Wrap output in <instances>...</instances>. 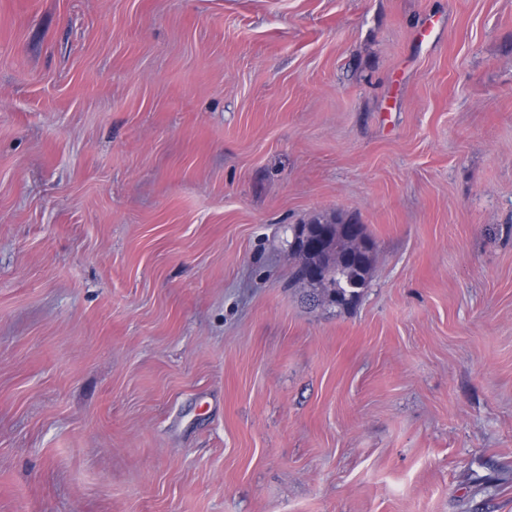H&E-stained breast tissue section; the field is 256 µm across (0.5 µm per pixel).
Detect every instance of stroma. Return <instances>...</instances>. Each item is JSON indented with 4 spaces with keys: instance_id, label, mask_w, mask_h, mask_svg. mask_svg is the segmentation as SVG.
I'll list each match as a JSON object with an SVG mask.
<instances>
[{
    "instance_id": "35a3bbf8",
    "label": "stroma",
    "mask_w": 512,
    "mask_h": 512,
    "mask_svg": "<svg viewBox=\"0 0 512 512\" xmlns=\"http://www.w3.org/2000/svg\"><path fill=\"white\" fill-rule=\"evenodd\" d=\"M0 512H512V0H0ZM349 224H342V220H321L316 218L309 224H299L293 227V241L305 237L306 233L322 237L330 246L336 239L345 234ZM289 248L298 257V265L293 273L294 280L308 288V300L315 306L319 302H330L337 306L345 307L351 304L358 296L359 289L367 286L368 276L371 267V256L373 247L367 252H361L356 247V253L335 251L325 258L326 275L318 281L308 279L307 267L314 261V256L304 253L300 247L297 250Z\"/></svg>"
}]
</instances>
